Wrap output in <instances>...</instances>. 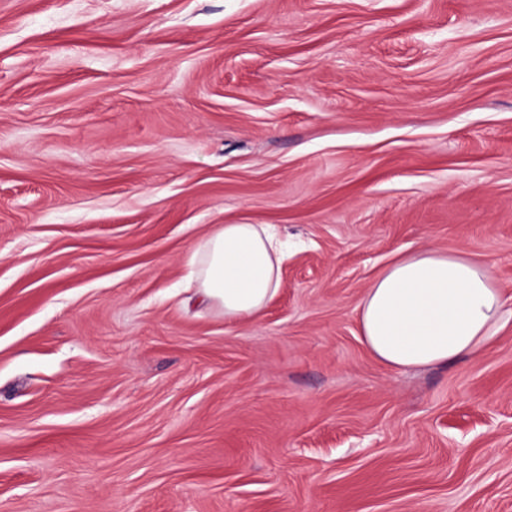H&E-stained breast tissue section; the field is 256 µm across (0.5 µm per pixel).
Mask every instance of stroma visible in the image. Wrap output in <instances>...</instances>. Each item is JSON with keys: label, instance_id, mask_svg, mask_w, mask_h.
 <instances>
[{"label": "stroma", "instance_id": "1", "mask_svg": "<svg viewBox=\"0 0 512 512\" xmlns=\"http://www.w3.org/2000/svg\"><path fill=\"white\" fill-rule=\"evenodd\" d=\"M218 224L291 244L245 323ZM429 247L512 311V0H0V512H512V319L363 343ZM283 244L266 224H218L190 253L200 300L235 321L263 311L282 287ZM487 262L437 248L403 256L377 276L359 305L363 341L393 369L477 359L505 319Z\"/></svg>", "mask_w": 512, "mask_h": 512}]
</instances>
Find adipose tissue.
Instances as JSON below:
<instances>
[{"label": "adipose tissue", "mask_w": 512, "mask_h": 512, "mask_svg": "<svg viewBox=\"0 0 512 512\" xmlns=\"http://www.w3.org/2000/svg\"><path fill=\"white\" fill-rule=\"evenodd\" d=\"M283 244L265 224L216 225L190 253L202 302L227 320L263 311L282 287ZM505 301L487 262L436 248L399 258L359 305L363 341L394 369L476 359L505 319Z\"/></svg>", "instance_id": "1"}]
</instances>
